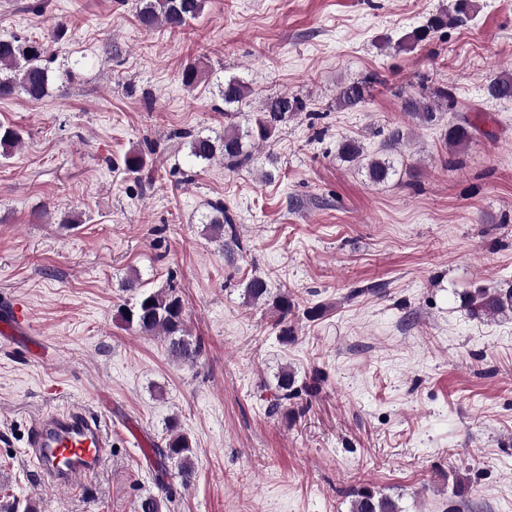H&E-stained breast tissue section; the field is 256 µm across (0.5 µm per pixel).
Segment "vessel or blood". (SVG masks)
Listing matches in <instances>:
<instances>
[{
  "label": "vessel or blood",
  "instance_id": "vessel-or-blood-1",
  "mask_svg": "<svg viewBox=\"0 0 512 512\" xmlns=\"http://www.w3.org/2000/svg\"><path fill=\"white\" fill-rule=\"evenodd\" d=\"M111 452V438L101 417L78 403L36 417L25 450L41 481L59 487L73 486L99 471Z\"/></svg>",
  "mask_w": 512,
  "mask_h": 512
}]
</instances>
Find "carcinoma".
Returning <instances> with one entry per match:
<instances>
[{"label": "carcinoma", "instance_id": "obj_1", "mask_svg": "<svg viewBox=\"0 0 512 512\" xmlns=\"http://www.w3.org/2000/svg\"><path fill=\"white\" fill-rule=\"evenodd\" d=\"M205 0H139L136 18L139 25L147 30L166 27L180 30L196 18L204 9ZM474 14L472 0H454L452 12H440L417 27L410 36L414 42L426 40L431 33L450 24L464 25ZM48 45L43 41L18 38L0 39V98L24 94L32 101L45 97L49 83V69L44 64ZM370 79L353 81L340 87L336 96V108L355 110L366 103L370 90ZM219 96L226 106H234L248 99L253 90L244 80L232 76L218 85ZM488 97L499 101L512 100V72L494 76L486 86ZM455 93L443 84H430L422 79L418 88L400 95L401 112L417 127L437 124L447 112L456 108ZM305 102L296 95L283 94L263 101L256 115L245 119V124H232L224 129L218 138L181 131L174 138L182 140L188 149V156L201 163L222 162L228 168L241 166L252 159V150L267 142L279 126L292 116L304 111ZM477 126L469 119L462 118L448 124L445 140L453 150L467 143ZM410 132L401 126L392 128L379 151L368 153L362 141L345 137L338 141L336 155L344 161L363 170L372 184L387 182L398 172L401 148L409 142ZM23 143L22 133L12 127L0 126V155L7 158ZM124 169L141 180L146 168L143 152L134 150L124 157ZM210 211L204 216L209 232L221 240L222 249L231 258L241 251L235 219L225 209L224 203L216 201L209 205ZM122 288L135 292L132 303L120 311L128 327L139 332L161 336L166 340L169 355L177 362L194 365L202 355V346L187 338L184 306L181 297L172 286L168 288H145L141 278L134 273L122 282ZM243 295L248 302L257 304L272 301L280 314L279 339L286 342L294 339L293 329L288 326V315L295 307L293 296L288 292L271 295L267 280L259 275L252 276L244 285ZM465 304L472 313L494 317L512 312V286L506 288H478L468 296ZM295 372L284 366L277 373L278 395L271 409L276 410L296 395ZM165 446L156 449L163 460L174 464L175 476L184 487L191 484L195 475L193 445L181 430L177 419H169L166 425ZM168 475L166 466H161L157 476L161 493H147L139 497L137 512H169L168 504L173 502V488L164 480ZM351 512H401L390 496L370 485H362L352 493ZM0 512H37L36 502L30 499L5 500L0 502Z\"/></svg>", "mask_w": 512, "mask_h": 512}]
</instances>
